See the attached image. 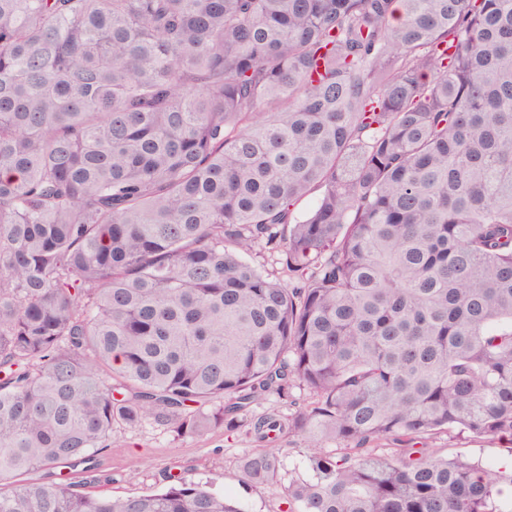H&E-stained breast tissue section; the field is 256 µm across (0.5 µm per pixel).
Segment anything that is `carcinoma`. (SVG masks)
Segmentation results:
<instances>
[{"instance_id": "cac0c4a2", "label": "carcinoma", "mask_w": 512, "mask_h": 512, "mask_svg": "<svg viewBox=\"0 0 512 512\" xmlns=\"http://www.w3.org/2000/svg\"><path fill=\"white\" fill-rule=\"evenodd\" d=\"M262 240L292 283L244 259ZM295 382L316 406L252 418L244 481L507 512L512 471L413 444L512 442V0H0V512H245L62 469L117 421L232 431ZM287 433L346 448L283 485Z\"/></svg>"}]
</instances>
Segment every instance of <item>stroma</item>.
Returning a JSON list of instances; mask_svg holds the SVG:
<instances>
[{
	"label": "stroma",
	"instance_id": "stroma-1",
	"mask_svg": "<svg viewBox=\"0 0 512 512\" xmlns=\"http://www.w3.org/2000/svg\"><path fill=\"white\" fill-rule=\"evenodd\" d=\"M316 402L313 392L295 384L286 394H266L252 411H274L288 419ZM418 445L433 457H458L494 468L512 457V449L504 443L474 439L455 431H439L419 440ZM255 446L244 423L232 431L217 426L201 435L180 436L171 426L149 418L131 427L121 423L113 426L108 446L99 456L97 473L74 467L66 469L65 474L81 491L111 498L150 495L162 489L169 477L183 475L216 492L233 495L247 512H284L280 488L241 480V461Z\"/></svg>",
	"mask_w": 512,
	"mask_h": 512
}]
</instances>
